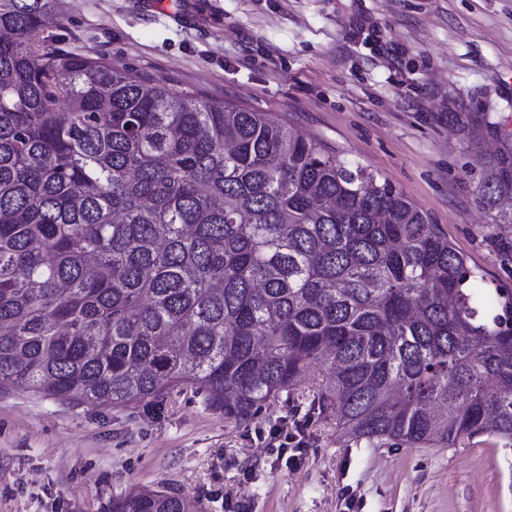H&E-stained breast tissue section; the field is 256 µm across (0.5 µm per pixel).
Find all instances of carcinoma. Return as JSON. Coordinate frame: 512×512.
Instances as JSON below:
<instances>
[{
	"instance_id": "obj_1",
	"label": "carcinoma",
	"mask_w": 512,
	"mask_h": 512,
	"mask_svg": "<svg viewBox=\"0 0 512 512\" xmlns=\"http://www.w3.org/2000/svg\"><path fill=\"white\" fill-rule=\"evenodd\" d=\"M56 2L0 0V389L134 409L190 388L240 426L319 374L357 446H512L511 288L342 150L68 53ZM507 198L509 143L478 185L498 224ZM112 512L197 507L139 489Z\"/></svg>"
}]
</instances>
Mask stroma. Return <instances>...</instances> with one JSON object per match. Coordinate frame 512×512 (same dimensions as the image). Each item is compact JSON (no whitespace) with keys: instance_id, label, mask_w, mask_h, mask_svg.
I'll return each instance as SVG.
<instances>
[{"instance_id":"35a3bbf8","label":"stroma","mask_w":512,"mask_h":512,"mask_svg":"<svg viewBox=\"0 0 512 512\" xmlns=\"http://www.w3.org/2000/svg\"><path fill=\"white\" fill-rule=\"evenodd\" d=\"M63 49L268 113L386 177L512 288L476 153L512 131V0H58ZM487 115L479 144L449 112ZM310 381L234 426L174 389L131 410L0 392V512H112L165 488L201 512H512V447L363 448ZM291 437L292 465L277 433Z\"/></svg>"}]
</instances>
